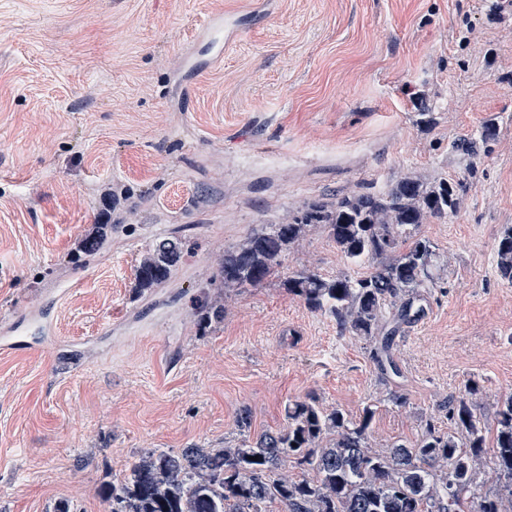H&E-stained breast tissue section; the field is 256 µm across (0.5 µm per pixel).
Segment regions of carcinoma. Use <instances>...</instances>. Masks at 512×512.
I'll use <instances>...</instances> for the list:
<instances>
[{
	"label": "carcinoma",
	"mask_w": 512,
	"mask_h": 512,
	"mask_svg": "<svg viewBox=\"0 0 512 512\" xmlns=\"http://www.w3.org/2000/svg\"><path fill=\"white\" fill-rule=\"evenodd\" d=\"M498 136L493 117L456 144L466 156V173H473L476 159ZM463 188L460 179L424 180L407 172L382 194L311 203L301 216L266 224L220 254L211 286L234 291L265 282L284 253L320 224L348 263L370 262L372 270L327 277L302 267L288 274L284 286L309 309L335 319L342 333L373 343V358L383 370L392 362L387 326L419 320L423 289L440 271L434 245L412 232L431 219L456 217ZM409 237L410 244L399 250ZM111 241L112 225L95 224L76 241L73 256H94ZM185 242L171 235L144 251L135 272L136 293L169 279ZM496 268L512 283L511 226L498 239ZM193 309L201 328L224 320V303L206 292ZM481 394L479 382L468 380L460 395L448 400V431L429 421L413 443L385 448L369 442L372 406L353 421L340 409L295 401L288 404L286 429L266 431L253 441L144 450L121 478L103 487V503L107 512H267L272 503L280 512H512V395L502 401L490 438L477 415ZM290 462L310 476L289 475ZM487 465L494 488L473 501L472 489Z\"/></svg>",
	"instance_id": "obj_1"
}]
</instances>
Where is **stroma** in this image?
<instances>
[{"label":"stroma","instance_id":"stroma-1","mask_svg":"<svg viewBox=\"0 0 512 512\" xmlns=\"http://www.w3.org/2000/svg\"><path fill=\"white\" fill-rule=\"evenodd\" d=\"M492 2L0 0V337L28 343L0 344V512H105L103 485L141 450L252 440L296 400L352 419L372 406L379 448L430 418L447 430L443 403L475 378L494 425L512 394V284L495 265L512 226V16ZM207 14L240 30L219 61ZM489 117L499 137L463 175L451 145ZM408 171L465 191L453 221L417 230L444 271L394 334L399 374L284 288L303 266L358 274L320 226L198 329L220 253ZM105 218L111 247L69 263ZM178 230L183 263L136 294L141 254ZM193 301L194 318L200 328L210 326L212 323H220L224 320V303L218 298H210L207 292Z\"/></svg>","mask_w":512,"mask_h":512}]
</instances>
